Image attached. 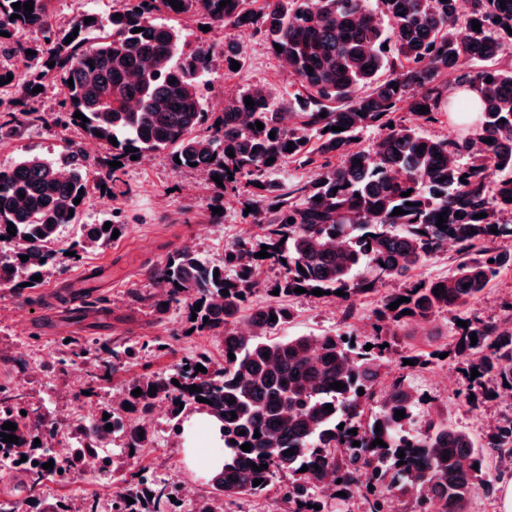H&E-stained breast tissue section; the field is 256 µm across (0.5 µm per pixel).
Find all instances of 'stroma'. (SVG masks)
I'll return each mask as SVG.
<instances>
[{
	"label": "stroma",
	"mask_w": 512,
	"mask_h": 512,
	"mask_svg": "<svg viewBox=\"0 0 512 512\" xmlns=\"http://www.w3.org/2000/svg\"><path fill=\"white\" fill-rule=\"evenodd\" d=\"M185 49L200 43L214 44L217 51L206 75L207 109H214L220 95L232 96L259 86L272 92L276 100L288 101L292 91L288 70L273 54L260 34L251 30H202L186 17H175ZM233 42L242 66L228 71L221 49ZM60 88H45L37 102L46 121L29 124L19 135L0 139V170L31 155L57 161L63 158L67 140L75 130H62L49 117L59 112ZM122 191L100 198L91 193L76 224L61 228L56 246L58 256L51 278L42 287L16 293L0 287V352L13 360L0 363V383H19L20 393L30 407L68 425H76L83 411H98L117 405L133 379L146 372L169 371L183 357L207 355L213 368L224 365V344L207 331H190L183 303L172 302L157 309L136 302L134 293L151 291L149 273L157 264L182 247H190L200 259H222L227 246L238 241H256L258 228L245 213V197L227 196L222 223L207 220L212 189L197 172L174 168L168 152L160 151L130 162L120 172ZM121 212L125 220L122 235L106 247L89 248L80 259L68 257L70 244L84 224H96L111 212ZM112 268L111 281L75 298H59L60 287L73 276ZM397 282L380 284L377 292L360 297L351 319H344L339 303L314 296L284 298L292 317L283 325L282 335L317 336L345 331L362 341L372 332L374 311L382 294L397 289ZM451 313L441 311L430 323L394 327L386 339L389 347L383 359V384L405 380L426 406L446 410L452 426L480 435L508 406L493 398L473 407L455 399L454 393L466 381L454 357L434 359L428 367L404 366V356L429 348L448 350ZM80 344L103 342H145L155 337L172 345L160 355L142 352L137 362L116 372L111 382L89 385L83 359L60 365L63 338ZM189 417L173 422L169 415H152L148 451L138 453L136 467L148 468L158 483L171 490L187 485L196 502L210 497L211 483L203 458L191 455L193 438Z\"/></svg>",
	"instance_id": "obj_1"
}]
</instances>
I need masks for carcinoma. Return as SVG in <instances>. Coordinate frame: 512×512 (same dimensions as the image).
Returning <instances> with one entry per match:
<instances>
[{"mask_svg": "<svg viewBox=\"0 0 512 512\" xmlns=\"http://www.w3.org/2000/svg\"><path fill=\"white\" fill-rule=\"evenodd\" d=\"M17 2L27 0H0V31L8 33L0 36V57L17 58L24 66L21 72L0 67V79L12 75L0 86V133L47 121L32 106L39 98L32 89L58 81L61 111L54 123L80 130L107 153L92 159L71 141L61 166L29 156L0 171V238L9 246V253L0 254V287L42 285L32 277L49 274L60 229L78 220L82 205L74 199H88L95 170L106 169L115 184L120 177L109 162L166 150L180 159L174 167L187 169L193 163L207 173L212 206H224L229 192L254 199L258 245L268 246L270 258L283 269L274 284L279 295L296 298L294 289L302 287L309 296L322 289L335 299V291L342 290L346 320L354 316L355 298L375 291L377 284L407 277L449 247L461 256L452 274L411 282L385 295L367 350L363 343L342 340L339 332L278 336L291 310L277 300L250 305L262 261L252 244L235 243L218 261H203L189 248L169 255L151 272L154 293L146 300L157 307L184 302L188 312L196 313L195 329L222 337L224 368L211 369V360L201 356L185 358L171 371L139 376L123 403L107 411L108 419L68 432L76 447L51 469L42 468L47 449L34 445V439L52 436L59 427L47 428L46 415L0 384V458L25 475L32 495L23 502L29 508L96 512L95 498L64 496L46 503L33 493L50 476L68 481V473L81 470L91 450L108 445L115 434L125 437L127 453L146 447L145 419L158 398L170 400L174 421L187 410L202 409L220 422L224 464L211 475L212 501L203 502L198 512H216L215 507L243 495L262 494L277 471L293 476L278 490L291 512H324L313 488L327 476L335 480L334 492L343 491L349 499L361 495L366 512H393L395 498L410 501V512H429L432 494L441 512H465L478 488L489 491L503 475L512 474V414L500 415L478 442L449 425L438 410L422 416L413 429L421 398L396 382L384 392L368 425L361 422L380 382L383 329L426 323L447 307L457 310L454 320L467 322L465 328L453 324L452 352L466 372H479L462 391L467 403L487 399L500 388L512 389V303L499 321L465 315L512 264L493 246L498 239L512 238V65L505 61L512 49L507 31L512 0L503 7L500 0H467L465 12L458 0H378L385 28L371 0H231L222 8L221 0H177L180 10L168 0H121L106 19L87 13L65 28L53 24L50 0H33L29 13L13 8ZM159 13L197 16L208 27L252 29L270 50L282 47L279 56L297 85L292 103L278 102L263 90L245 91L224 101L223 111L211 117L203 107V77L212 48L185 51L179 31L159 21ZM88 17L94 21L86 24ZM474 20L480 23L478 32L472 29ZM75 29L77 37L65 43ZM20 31L37 33L41 41L23 45L15 39ZM382 70L390 75L379 81ZM488 77L492 82H486ZM461 87L478 95L466 111L478 113L479 119L466 132L432 136L417 123L394 121L402 110L430 124L452 116L460 108L448 91ZM248 97L254 106L245 104ZM422 106L429 111L417 112ZM78 112L88 122L75 118ZM258 122L264 125L261 131L255 128ZM333 126L343 130L333 131ZM371 128L380 132L376 141L368 148L357 146L359 134ZM112 137L117 144L110 143ZM269 158L274 162L268 165ZM288 163L313 169L310 180L283 189L268 179ZM216 175L222 184L212 181ZM408 190L411 195L401 196ZM397 207L405 214L392 215ZM440 214L444 230L436 226ZM106 221L109 229H103L104 222L93 224L83 242L104 244L113 231L124 229L115 214ZM11 223L14 236L7 232ZM23 255L28 256L25 262ZM437 286L438 296L433 293ZM402 296L409 301L390 309ZM244 311L255 327L250 334L236 329ZM99 351L88 373L93 383L107 381L106 374L139 354L137 345L127 342L104 343ZM198 364L206 371L195 370ZM334 382L345 387L334 390ZM152 385L156 391L151 394ZM191 385L201 391H190ZM137 388L141 395L135 397ZM327 404L333 411L325 410ZM397 410L405 411V417L396 419ZM7 422L16 429L1 428ZM108 424L112 429H106ZM3 433L17 436L18 443L3 441ZM377 438L386 446L372 445ZM245 443L251 444L248 452L241 450ZM254 463L266 468L256 471ZM304 466L308 471H301ZM361 473L372 485L363 494ZM255 479L260 480L257 486ZM113 483L139 487L135 512H158L171 503L173 492L144 468L117 466Z\"/></svg>", "mask_w": 512, "mask_h": 512, "instance_id": "cac0c4a2", "label": "carcinoma"}]
</instances>
